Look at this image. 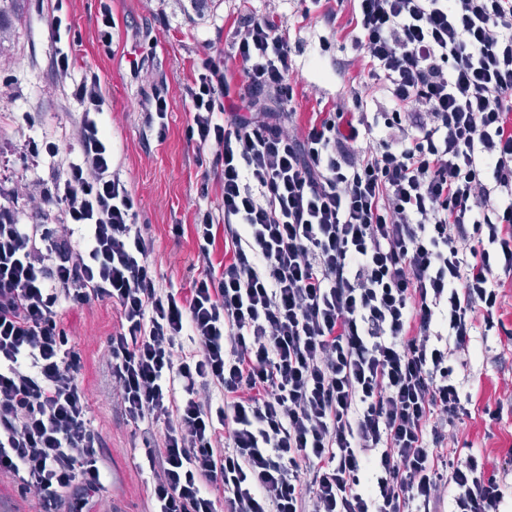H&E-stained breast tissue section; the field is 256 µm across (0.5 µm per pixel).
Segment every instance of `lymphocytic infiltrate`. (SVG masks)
Segmentation results:
<instances>
[{"label":"lymphocytic infiltrate","instance_id":"obj_1","mask_svg":"<svg viewBox=\"0 0 512 512\" xmlns=\"http://www.w3.org/2000/svg\"><path fill=\"white\" fill-rule=\"evenodd\" d=\"M358 58L383 101L340 96L305 127L283 21L240 14L227 60L182 94L186 140L219 169L232 257L162 288L140 202L112 173L100 79L86 71L78 150L22 224L0 188V473L38 512L105 487L82 356L64 310L115 306L108 365L146 446L151 512H498L481 453L440 455L470 416L456 352L512 341V0H352ZM374 142L364 149V139Z\"/></svg>","mask_w":512,"mask_h":512}]
</instances>
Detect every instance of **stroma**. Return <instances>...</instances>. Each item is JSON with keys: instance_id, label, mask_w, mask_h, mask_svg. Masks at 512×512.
Instances as JSON below:
<instances>
[{"instance_id": "obj_1", "label": "stroma", "mask_w": 512, "mask_h": 512, "mask_svg": "<svg viewBox=\"0 0 512 512\" xmlns=\"http://www.w3.org/2000/svg\"><path fill=\"white\" fill-rule=\"evenodd\" d=\"M112 7V44L100 41L101 8ZM54 0H25L21 16L0 38V178L21 181L25 196L14 203L21 223L38 224L40 212L29 204L50 179L48 164L28 157L24 145L40 134L52 138L61 157L77 147L81 108L72 83L85 70L100 77L107 99L105 132L112 143V169L142 204L139 222L154 241L151 262L162 287L189 290L201 271L194 231L198 206L219 208L217 177H205L195 146L184 130L190 120L181 88L206 53L230 55L232 29L244 11L280 17L299 52L295 58L296 123L304 125L316 111L331 110L341 93L357 91L371 99L374 91L364 62L355 61L351 41L352 5L344 0L335 23L321 12L306 11L304 0H65L70 28L61 44L48 35ZM333 44L322 53L321 39ZM69 52L72 78L59 81L51 68L56 48ZM142 66H135V59ZM350 62L346 78L337 64ZM169 100L168 130L157 140L148 121L154 88ZM82 355L80 380L88 395V417L105 443L108 473L95 512H149L147 487L154 475L140 466L144 437L161 443L164 427L131 423L113 396L107 336L119 327L116 307L106 302L67 310L62 318ZM466 365L458 373L471 397V415L458 427L460 444L485 457L502 482L499 512H512V342L474 337L462 352ZM502 404L503 419L485 421V405Z\"/></svg>"}]
</instances>
